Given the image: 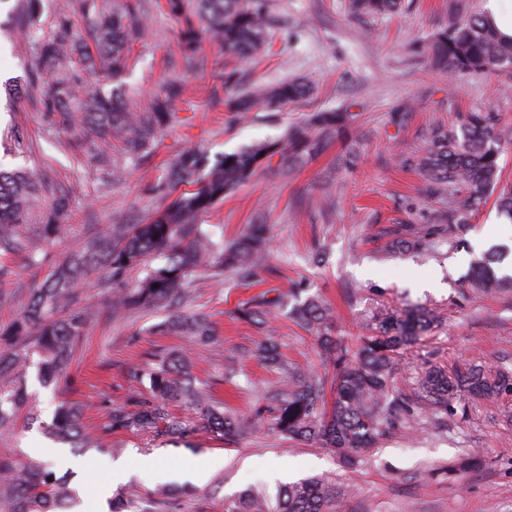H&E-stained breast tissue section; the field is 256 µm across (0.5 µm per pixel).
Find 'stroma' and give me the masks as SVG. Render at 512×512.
Here are the masks:
<instances>
[{"label":"stroma","instance_id":"obj_1","mask_svg":"<svg viewBox=\"0 0 512 512\" xmlns=\"http://www.w3.org/2000/svg\"><path fill=\"white\" fill-rule=\"evenodd\" d=\"M139 2L150 31L131 44L126 69L115 76L86 73L82 79L98 81L105 94L121 95L134 110L147 109L167 79L181 80L184 93L175 116L146 157L130 154L117 139L105 148L83 140L78 130L62 125L58 113L47 111L51 79L35 65L24 2L0 0V167L40 169L46 180L22 226L31 253L9 258L12 273L0 279L1 327L21 314L32 289L74 242L111 235L113 225L122 222L148 221L167 206L174 198L165 187L169 165L184 150L233 153L282 136L311 113L341 109L355 115V127L364 134L357 145L334 140L285 176L279 159H272L204 216L203 228L216 245L233 243L258 214L269 226V238L252 280L228 273L219 280L209 272L197 276L187 308L210 314L215 337L196 357V375L210 384L225 410L250 417L267 406L266 395L278 378L250 355L266 337H274L289 369L324 374L313 336L287 308L275 311L269 333L236 313L253 296L285 294L298 284L331 305L338 333L351 340L369 308L426 307L436 325L396 369L405 390H412L415 371L427 365L450 372L470 364L512 370V292L476 298L464 282L474 254L494 245L512 250V224L500 219L494 204L473 217L457 247L399 257L384 250L390 230L424 223L432 207L402 158L423 151L433 126L472 110L496 112L504 144L501 181L512 185V71L453 85L420 52L452 13L485 6L486 0H402L397 15L374 19L351 16L349 0H267L268 47L258 59L239 65L238 86L299 78L312 91L300 103L256 110L245 121L224 108L227 58L221 45L204 40L196 59L185 63L177 23L158 0ZM62 194L64 231L45 238L41 226ZM318 249L326 259L315 266L309 256ZM83 304L93 316L71 366L78 387H43L36 366H29L28 407L35 416H20L14 431L0 433V458L41 457L46 427L64 400L87 403L84 422L98 426L107 408L129 402L132 366L143 363L154 347L183 343L153 332L164 312L111 317L109 298L98 287L86 290ZM510 409L512 393L494 400L466 398L464 411L445 418L441 429L421 421L395 430L352 469L341 467L330 449L282 440L265 425L231 441L200 431L178 446L148 434L128 435L109 453L83 449V467L71 484L86 499L106 490L118 495L105 479L111 461L122 459L136 470L134 483L152 512H222L225 502L247 487L272 491L311 476L335 482L342 512H512ZM215 456L224 464L198 483V495L177 498L172 511L154 504L158 470L193 468ZM471 458L480 459V466L465 469Z\"/></svg>","mask_w":512,"mask_h":512}]
</instances>
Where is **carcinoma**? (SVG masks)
I'll use <instances>...</instances> for the list:
<instances>
[{"label": "carcinoma", "instance_id": "carcinoma-1", "mask_svg": "<svg viewBox=\"0 0 512 512\" xmlns=\"http://www.w3.org/2000/svg\"><path fill=\"white\" fill-rule=\"evenodd\" d=\"M401 0H352L358 15L388 16L401 10ZM168 13L180 25L178 43L183 56L194 57L207 36L224 47L225 54L248 62L265 48L271 18L266 0H166ZM88 24L95 53L84 54L88 68L104 67L116 75L124 69L129 44L146 36L142 18L130 14L122 3L105 10L97 0H65L54 31L35 43L41 71L58 75L49 88L50 105L69 124L78 125L88 139L108 141L115 136L129 152L146 155L157 130L175 116L173 106L182 95L181 84L172 82L157 96L147 112L129 110L114 95L88 84H79L68 71L71 57L82 47L72 37L71 17ZM431 69L454 81L490 77L512 68V36L502 35L481 11L455 17L448 28L433 36L425 47ZM310 94L299 79L273 86L254 85L224 100L225 109L244 119L256 108L277 110ZM354 122L349 112L312 113L275 140L255 143L214 159L197 148L187 149L172 163L166 183L170 191L190 187L142 224H114L112 237L79 243L66 261L33 289L22 317L0 328V432L14 428L17 413L29 399L30 354L35 352L38 378L45 385H75L70 364L76 344L84 335L89 313L74 309L82 290L95 279L122 284L129 271L141 267L155 251L166 253L165 263L146 270L133 288L112 290L111 311L116 315L134 309L169 310L154 332L178 334L192 345H205L215 335L210 316L186 314L183 301L191 292L194 274L210 269L220 277L232 271L242 280L256 275L255 258L266 245V225L253 224L233 246L218 250L201 229L199 219L224 196L248 181L258 170L259 158L293 165L320 155L331 140L346 133ZM497 114L490 109L468 112L457 125L434 128L421 154L407 156L403 165L415 170L423 191L440 201L425 224L389 232L392 252L423 251L444 242L452 248L469 231L474 214L498 194L500 216L512 223V186H500L502 142L496 134ZM41 183L36 169H0V259L24 252L27 243L19 231L26 220L32 197ZM494 252L474 256L467 274L471 292L493 293L512 288V276L497 274ZM280 299L257 295L237 309L239 317L260 327L268 324ZM290 314L316 337L333 371L332 400L326 401L325 379L316 374L292 373L271 390L276 402L269 410L255 412L248 420L214 404L192 372L193 355L187 349H156L149 360L130 371L135 384L131 402L106 414L95 434L81 424L82 408L63 401L55 410L50 435L72 448H110L112 436L149 434L183 436L207 431L229 440L240 436L258 420L264 421L286 441L320 444L332 449L346 466L355 465L391 430L401 425L419 404L437 424L446 414L462 407L465 395L494 398L512 392V373L474 365L454 376L430 367L416 380L415 398L396 386L394 362L400 350L416 345L431 327L425 311L402 314L375 308L367 314V332L356 345L334 335L330 308L316 296L288 294ZM266 362L280 364L278 344L270 339L254 350ZM181 403L192 411L185 420L171 407ZM0 498L8 512H68L77 501L69 476L57 475L36 460H0ZM139 494L127 491L112 499V512H132ZM224 512H338L336 485L324 478H305L283 484L271 498L247 490L224 503Z\"/></svg>", "mask_w": 512, "mask_h": 512}]
</instances>
